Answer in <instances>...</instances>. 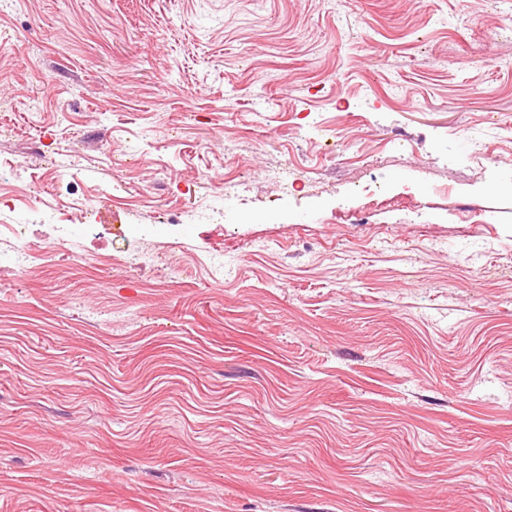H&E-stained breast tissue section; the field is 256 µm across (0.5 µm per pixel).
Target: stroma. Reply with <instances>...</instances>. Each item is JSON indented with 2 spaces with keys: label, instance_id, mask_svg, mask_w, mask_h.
<instances>
[{
  "label": "stroma",
  "instance_id": "1",
  "mask_svg": "<svg viewBox=\"0 0 512 512\" xmlns=\"http://www.w3.org/2000/svg\"><path fill=\"white\" fill-rule=\"evenodd\" d=\"M0 198V512H512V0H0Z\"/></svg>",
  "mask_w": 512,
  "mask_h": 512
}]
</instances>
